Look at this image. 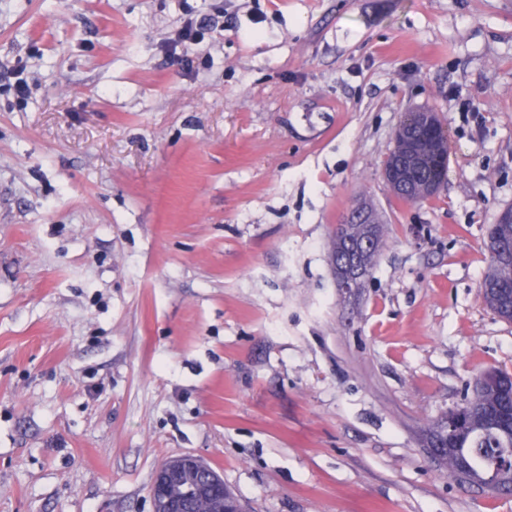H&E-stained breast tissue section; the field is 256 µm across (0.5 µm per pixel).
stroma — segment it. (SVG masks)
Returning a JSON list of instances; mask_svg holds the SVG:
<instances>
[{"mask_svg": "<svg viewBox=\"0 0 512 512\" xmlns=\"http://www.w3.org/2000/svg\"><path fill=\"white\" fill-rule=\"evenodd\" d=\"M415 110L448 173L404 202ZM510 208L512 0H0V512H151L183 453L248 512H512L426 440L512 373ZM349 224L348 237L351 241L357 242L364 238L374 237L376 245L372 249H366L360 251L357 255V263L363 269V273L367 278L361 282L358 288H365V284L371 276V273L377 265L381 253L384 247V230L380 224L375 213L368 210H363L358 207L356 210L350 213L344 224H338V235L343 236L345 234L346 227L344 225ZM512 211L504 213L500 224H492L488 234V249L491 253V264L482 284L481 294L487 307L505 320H512V308L507 309L501 304L500 296L495 288H512V260L496 257L503 243L512 241Z\"/></svg>", "mask_w": 512, "mask_h": 512, "instance_id": "1", "label": "stroma"}]
</instances>
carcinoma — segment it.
Here are the masks:
<instances>
[{
    "mask_svg": "<svg viewBox=\"0 0 512 512\" xmlns=\"http://www.w3.org/2000/svg\"><path fill=\"white\" fill-rule=\"evenodd\" d=\"M410 136L418 141L416 153L404 158L391 152L395 161L408 167L411 187L398 188L394 195L405 202H415L433 195L430 187L440 184L447 173V136L444 130L436 135L415 122L412 116L404 121ZM374 237L376 245L358 253L357 263L366 276L377 265L384 247V230L380 224H351L348 237L357 242ZM512 241V224H494L489 229L488 249L491 264L482 284L481 294L487 307L505 320H512V310L501 304L499 288H512V260L498 257L499 247ZM458 421L457 430L448 435V420ZM432 447L440 446L448 464V476L461 481L463 467L469 468L470 483L485 484L486 471L499 466L512 453V375L495 369L483 372L477 379L473 394L465 403L435 422L428 432ZM463 449L460 455H450L446 447ZM190 512H226L222 498L200 494L191 498Z\"/></svg>",
    "mask_w": 512,
    "mask_h": 512,
    "instance_id": "1",
    "label": "carcinoma"
}]
</instances>
